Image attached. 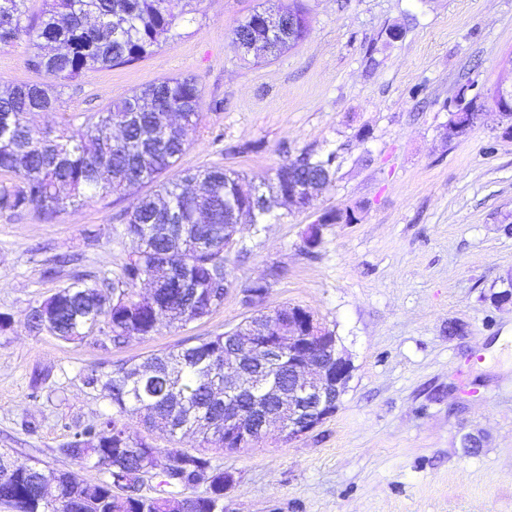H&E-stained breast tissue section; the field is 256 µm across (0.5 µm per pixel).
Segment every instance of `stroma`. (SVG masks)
Wrapping results in <instances>:
<instances>
[{
  "label": "stroma",
  "instance_id": "obj_1",
  "mask_svg": "<svg viewBox=\"0 0 512 512\" xmlns=\"http://www.w3.org/2000/svg\"><path fill=\"white\" fill-rule=\"evenodd\" d=\"M281 2L171 0L178 25L152 54L55 82V110L31 116L38 129L77 128L135 90L191 75L205 119L188 130L180 168L217 164L257 184L311 149L335 152L336 174L310 211L240 226L223 307L119 346L98 331L67 343L27 316L77 279L111 287L132 249L117 215L133 194L50 219L0 212V449L73 469L59 446L112 410L83 374L224 333L251 314L239 287L274 268L267 306L314 312L354 371L308 434L216 453L234 476L224 512H512V302L494 301L512 281V138L492 97L512 59V0H301L303 40L241 56L235 26ZM29 52L24 38L0 47V88L45 82ZM466 84L478 117L456 137L449 114ZM246 142L256 151L232 153ZM331 210L355 220L323 225L304 251L306 228Z\"/></svg>",
  "mask_w": 512,
  "mask_h": 512
}]
</instances>
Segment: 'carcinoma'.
<instances>
[{
    "label": "carcinoma",
    "mask_w": 512,
    "mask_h": 512,
    "mask_svg": "<svg viewBox=\"0 0 512 512\" xmlns=\"http://www.w3.org/2000/svg\"><path fill=\"white\" fill-rule=\"evenodd\" d=\"M300 25L296 39L283 38L269 48L263 12L255 10L233 30L232 45L252 36L248 51L270 55L295 46L310 21L299 0L280 7ZM177 25L168 0H47L40 14H27L26 0H0V45L23 36L34 50L27 67L59 81H72L91 68L133 63L152 53L158 37ZM53 85L19 83L0 89V212L36 209L53 217L114 191L158 183L154 195L136 198L121 215L124 234L135 248L112 280V295L98 283L77 281L47 298L48 321L30 313L32 328L48 329L66 341L82 342L94 329L121 345L145 338L161 325L183 326L224 305L218 290L231 278L224 257V209L236 208L252 224H263L274 204L288 196V170L310 175L325 186L336 170V154L305 150L284 160L274 176L243 188L239 172L212 165L174 171L185 152V125L203 120L201 89L192 76L152 83L104 112L91 116L76 132L37 130L33 112L56 108ZM474 101L459 96L450 119L470 129ZM171 176L161 179L166 173ZM207 210L210 224H198ZM157 283L152 302L141 304L134 286ZM287 368L266 367L264 384L284 382ZM84 384L107 393L115 412L79 427L57 452L81 468H96L99 477L59 472L60 504L56 512H172L166 493L206 476L203 495L187 500L189 512H224V479L230 472L213 463L210 447L224 448V415L253 416L267 407L255 399L224 401V335L199 338L191 345L164 350L135 365L115 364L92 370ZM163 428L175 438L188 432L202 436L199 452L160 448L139 429ZM161 458L175 460L153 496L123 491L129 479ZM39 462L0 451V508L34 512L46 494L36 473Z\"/></svg>",
    "instance_id": "obj_1"
}]
</instances>
